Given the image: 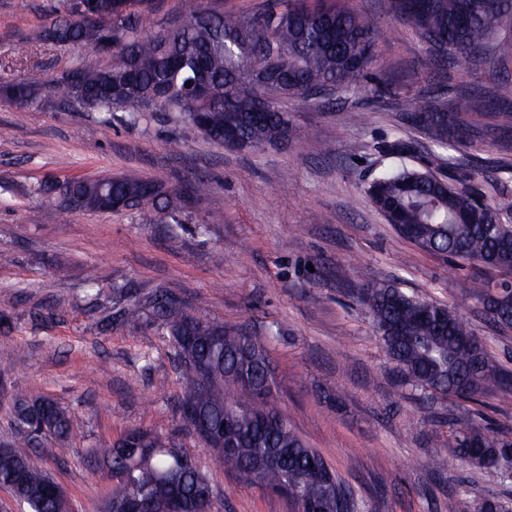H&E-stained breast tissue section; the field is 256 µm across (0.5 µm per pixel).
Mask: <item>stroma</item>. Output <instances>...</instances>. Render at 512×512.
Returning <instances> with one entry per match:
<instances>
[{"mask_svg":"<svg viewBox=\"0 0 512 512\" xmlns=\"http://www.w3.org/2000/svg\"><path fill=\"white\" fill-rule=\"evenodd\" d=\"M380 28L372 78L333 97L287 103L288 142L256 150L221 146L186 129L180 112H118L111 124L82 104L42 93L17 111L0 98V381L54 398L72 415L67 454L52 439L35 451L64 490L71 512H97L111 480L93 449L126 430L168 436L209 479L214 512H297L287 496L220 465L182 422L179 364L152 301L167 294L183 311L265 339L275 368L271 400L293 431L354 493L360 512H480L484 500L512 512V472L480 468L448 453L459 422L512 426V391L479 400L403 387L358 292L396 284L452 308L512 371V328L490 323L474 280L512 283L420 250L365 193L387 167L423 170L434 150L407 114L438 86L486 98L478 131L451 152L455 166L483 169L485 202L512 197V124L488 97L512 79L492 72L436 74L425 45L387 12L385 0H343ZM58 0H0V85L43 83L108 55L33 43L56 18ZM362 114L351 124L349 112ZM410 147L404 158L390 146ZM135 176L177 194L154 223L120 213L67 209L63 186L78 178ZM210 181L208 195L192 191ZM223 253L215 264L214 253ZM142 308L139 323L125 310Z\"/></svg>","mask_w":512,"mask_h":512,"instance_id":"1","label":"stroma"}]
</instances>
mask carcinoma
I'll use <instances>...</instances> for the list:
<instances>
[{"mask_svg": "<svg viewBox=\"0 0 512 512\" xmlns=\"http://www.w3.org/2000/svg\"><path fill=\"white\" fill-rule=\"evenodd\" d=\"M52 28L39 39L56 44L101 50L112 41L113 65L104 70L77 66L76 80L59 78L51 94L77 101L101 114L109 124L114 112H182L187 129L197 130L196 115H206L207 138H224L234 125L253 144L274 143L288 134L282 102L310 99V92L328 84L342 90L357 88L369 76L379 36L377 26L357 9L326 5L323 0H270L260 14L209 10L203 0H188L187 21L152 33L142 16L153 0H112V11L88 15L87 0H61ZM389 10L427 45L441 71L457 63L468 68L492 62L499 33L512 24V0H389ZM210 97L196 96L201 76ZM0 96L24 111L39 99V89L25 78L0 87ZM483 107L467 91L453 97L438 87L411 108V118L432 142L452 150L476 132L469 116ZM72 183L73 192L87 199V209L134 210L149 224L174 197L164 184L139 177H119ZM373 205L399 222L398 232L418 248L476 262L487 269L512 271V200L479 203L470 187L455 188L432 170L406 166L381 170L368 184ZM476 280L472 288L486 316L501 328L512 327V288ZM361 303L369 310L401 383L422 392L473 399L493 387H512V374L490 359L483 339L448 306L406 294L394 284L365 289ZM156 316L169 329L181 369L183 392L178 408L193 404L196 416L184 420L198 432L224 418V402L249 405L235 420L227 441L236 454L218 463L237 472L268 448H290L283 466L270 468L259 485L279 492L288 484L295 502L318 500L329 512H357L352 493L336 478L324 458L284 422L273 430L260 426L265 400L255 389L237 384L233 374L248 367L259 374L269 361L258 336L209 320L181 314L173 299L154 300ZM14 418L27 435L0 444V483L12 485L30 512H57L48 487L56 483L32 453L35 435L65 441L72 427L66 408L46 396L14 394ZM512 430L459 425L448 450L468 464L494 469L508 455ZM169 438L130 429L95 459L112 465V489L99 501L97 512H126L129 500L163 502L169 483L178 475L181 451L171 452Z\"/></svg>", "mask_w": 512, "mask_h": 512, "instance_id": "carcinoma-1", "label": "carcinoma"}]
</instances>
